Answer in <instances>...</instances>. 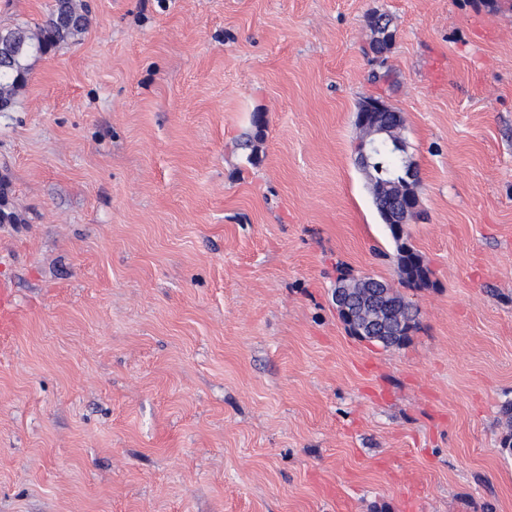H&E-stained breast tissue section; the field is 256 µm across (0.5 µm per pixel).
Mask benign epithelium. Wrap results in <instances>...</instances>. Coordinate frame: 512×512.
<instances>
[{
	"instance_id": "benign-epithelium-1",
	"label": "benign epithelium",
	"mask_w": 512,
	"mask_h": 512,
	"mask_svg": "<svg viewBox=\"0 0 512 512\" xmlns=\"http://www.w3.org/2000/svg\"><path fill=\"white\" fill-rule=\"evenodd\" d=\"M392 107L386 100L373 98L366 101L357 113L358 120L366 130L365 136L358 141V163L368 168L375 165L377 155L381 152V142L376 137L387 133L380 121V113L390 112ZM403 176L408 191V205L404 206V216H416L418 199L416 185L418 183V168L409 158H403ZM336 307L351 321L353 312L359 311L363 320L357 328L358 335L370 336L374 340L388 346L391 337L410 334L412 321L395 301L379 302L374 295L375 289L381 287V282L369 276L357 278V287L350 288L345 284H336Z\"/></svg>"
}]
</instances>
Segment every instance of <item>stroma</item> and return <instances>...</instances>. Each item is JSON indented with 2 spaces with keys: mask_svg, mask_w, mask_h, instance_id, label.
Masks as SVG:
<instances>
[{
  "mask_svg": "<svg viewBox=\"0 0 512 512\" xmlns=\"http://www.w3.org/2000/svg\"><path fill=\"white\" fill-rule=\"evenodd\" d=\"M88 3L0 112V512H512V0ZM370 96L428 288L357 165ZM343 273L416 305L405 344L346 330ZM395 146L398 148V152L403 159L404 183L406 184V190L408 191V205H404V216L407 218L410 215L412 218H414L417 214L418 208V197L415 189L419 178L418 168L412 160H410L407 156H403L405 148L400 141H396ZM15 301L13 288L6 281H0V331H9L14 326Z\"/></svg>",
  "mask_w": 512,
  "mask_h": 512,
  "instance_id": "35a3bbf8",
  "label": "stroma"
}]
</instances>
